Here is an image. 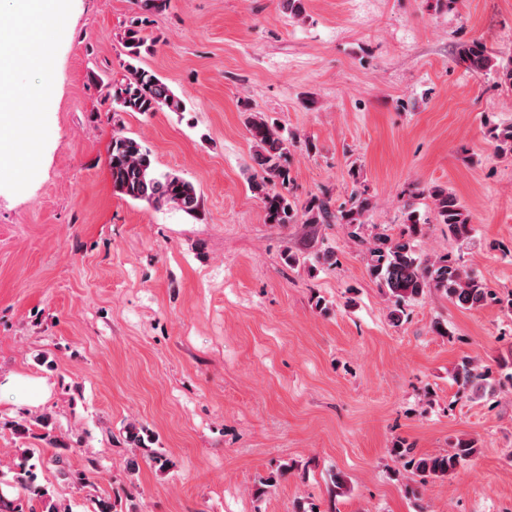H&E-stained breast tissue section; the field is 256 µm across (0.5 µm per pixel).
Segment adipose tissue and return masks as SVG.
Instances as JSON below:
<instances>
[{
	"label": "adipose tissue",
	"instance_id": "adipose-tissue-1",
	"mask_svg": "<svg viewBox=\"0 0 512 512\" xmlns=\"http://www.w3.org/2000/svg\"><path fill=\"white\" fill-rule=\"evenodd\" d=\"M7 16L27 21L30 41L20 44L18 29L0 25V128L11 127V109L17 102L15 87L11 80L12 70L19 65H37L43 62L39 43L42 39L40 23L45 18L63 21L62 0H7Z\"/></svg>",
	"mask_w": 512,
	"mask_h": 512
}]
</instances>
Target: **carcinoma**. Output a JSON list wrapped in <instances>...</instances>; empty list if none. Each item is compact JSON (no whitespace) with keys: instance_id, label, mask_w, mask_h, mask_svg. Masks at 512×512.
I'll return each mask as SVG.
<instances>
[{"instance_id":"1","label":"carcinoma","mask_w":512,"mask_h":512,"mask_svg":"<svg viewBox=\"0 0 512 512\" xmlns=\"http://www.w3.org/2000/svg\"><path fill=\"white\" fill-rule=\"evenodd\" d=\"M166 0H138L140 18L126 29L123 39L129 77L119 83L103 85L105 99L110 101L114 130L108 147V164L112 185L119 194L149 207L169 206L189 216H196L201 208V198L193 183L179 174L159 173L154 169L150 150L143 141L126 135L121 124V114L153 113L159 111L183 112L184 101L156 73L144 70L134 62L151 51V45L142 35L149 15L165 7ZM459 59L467 68L480 72H493L500 83L512 89V59L502 62L480 42L464 43L458 50ZM248 131L254 144L253 161L256 172L250 186L253 194L263 204L266 218L272 224H326L336 219L349 229L350 236L365 246L367 269L379 281L392 304L390 321L400 324L405 316V306L418 300L426 291L443 292L448 299L463 310L483 307L492 293L472 273L447 256L434 259L421 257L414 238L419 233V219L415 212L407 213L405 229L396 237L376 234L368 240L362 235V217L370 202L365 193L354 192L351 205L332 213L329 202L314 197L300 206L290 200L281 188L289 182L288 168L283 164L295 146V138L285 136L281 130L258 116H251ZM438 223L448 226V232L457 239H467L472 232L470 215L457 196L448 188L434 186L429 189ZM456 382L464 388L478 391L485 389V374L469 359H462ZM38 424L45 429L41 439L57 449L68 445L49 429L51 416L42 414ZM477 453L476 441L459 439L451 450L433 456L410 459L413 479L425 485L451 475L460 464ZM34 449L22 451L16 465L15 481L29 495L30 512H68L53 499V494L37 484L35 465L31 463Z\"/></svg>"}]
</instances>
